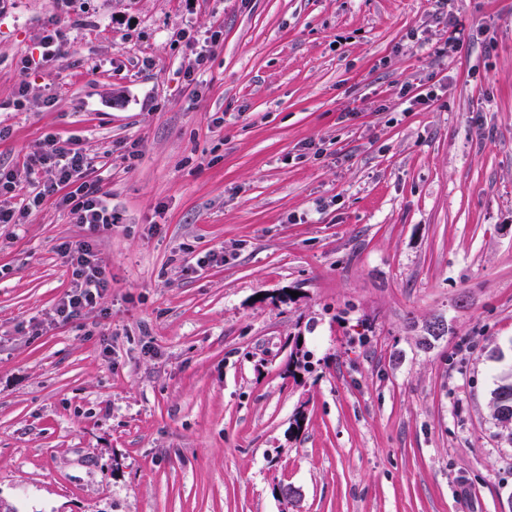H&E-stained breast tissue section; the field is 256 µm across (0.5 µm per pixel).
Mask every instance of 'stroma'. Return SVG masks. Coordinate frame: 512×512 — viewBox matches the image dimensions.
<instances>
[{
    "instance_id": "stroma-1",
    "label": "stroma",
    "mask_w": 512,
    "mask_h": 512,
    "mask_svg": "<svg viewBox=\"0 0 512 512\" xmlns=\"http://www.w3.org/2000/svg\"><path fill=\"white\" fill-rule=\"evenodd\" d=\"M1 127L23 190L68 139L118 221L0 224V502L512 512V0H0ZM89 235L110 287L54 321ZM43 52L40 58H27L21 61L20 81L18 84L15 98L9 105L14 108L22 106L27 93L26 75L29 70L37 68L51 69L54 63L63 57L66 52V42L61 38L59 31L54 28H48L42 37ZM491 404L494 419L501 427L512 430V369L504 372L500 381L491 393ZM507 404L510 410V418L502 415V407Z\"/></svg>"
}]
</instances>
